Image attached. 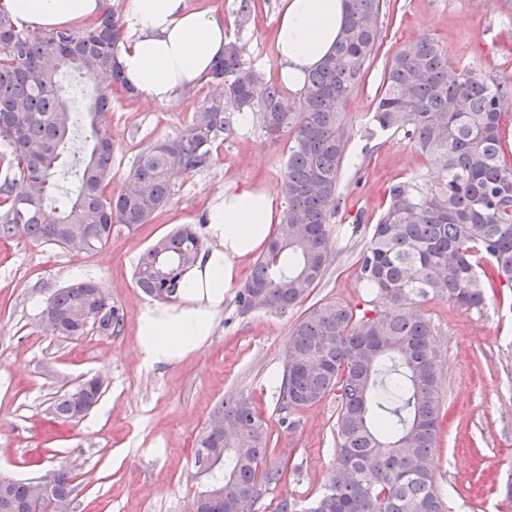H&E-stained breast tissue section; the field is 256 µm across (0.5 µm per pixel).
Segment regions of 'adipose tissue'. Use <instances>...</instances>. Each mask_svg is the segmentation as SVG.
Returning a JSON list of instances; mask_svg holds the SVG:
<instances>
[{
  "instance_id": "adipose-tissue-1",
  "label": "adipose tissue",
  "mask_w": 512,
  "mask_h": 512,
  "mask_svg": "<svg viewBox=\"0 0 512 512\" xmlns=\"http://www.w3.org/2000/svg\"><path fill=\"white\" fill-rule=\"evenodd\" d=\"M0 6L25 28L47 31L97 13L101 0H0ZM345 12L346 0H279L276 46L289 89L302 90L307 73L334 50ZM123 19L122 76L160 106L206 79L230 41L223 19L190 8L187 0H128ZM282 218L281 199L264 186L228 183L212 197L205 217L211 247L184 273L176 300L144 305L138 313L137 349L146 368L176 366L210 343L240 262L264 248Z\"/></svg>"
}]
</instances>
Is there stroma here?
<instances>
[{
  "label": "stroma",
  "instance_id": "1",
  "mask_svg": "<svg viewBox=\"0 0 512 512\" xmlns=\"http://www.w3.org/2000/svg\"><path fill=\"white\" fill-rule=\"evenodd\" d=\"M223 18L246 67L278 81L274 16L277 0H188ZM383 44L364 86L346 100L350 134L330 219V266L308 303H362L367 290L356 260L393 183H429L438 171L402 134L369 136L383 67L399 50L433 37L448 57V75L474 67L512 78V0H385ZM200 85L185 101L160 106L112 90L104 115L112 133V188H119L138 154L153 140L179 134L211 94ZM287 133L259 126L230 131L213 147L208 168L182 171L151 223L117 224L92 255L24 238L0 239V476L32 481L71 466L77 512H187L204 479L194 466L195 438L214 408L236 394L257 410L276 450L288 453L286 478L255 512L292 497L309 504L324 492L336 460L337 400L281 411L279 386L290 331L303 312L243 311L238 287L253 260L241 262L236 287L224 295L211 341L180 364L150 370L136 349V318L148 298L133 270L157 238L181 225H201L208 202L225 183L248 181L278 190ZM80 279L102 283L124 313L119 333L64 338L44 331L42 311L59 288ZM433 327L441 423L432 466L450 512H512V288L490 289L484 306L467 312L430 298L421 305ZM91 377L104 382L84 417L62 420L50 406Z\"/></svg>",
  "mask_w": 512,
  "mask_h": 512
}]
</instances>
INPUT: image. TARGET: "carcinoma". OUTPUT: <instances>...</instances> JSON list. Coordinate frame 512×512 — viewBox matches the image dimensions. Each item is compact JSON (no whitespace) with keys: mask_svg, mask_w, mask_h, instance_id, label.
<instances>
[{"mask_svg":"<svg viewBox=\"0 0 512 512\" xmlns=\"http://www.w3.org/2000/svg\"><path fill=\"white\" fill-rule=\"evenodd\" d=\"M381 0H347V22L332 51L306 78L301 98L289 102L279 85L246 68L241 48L227 44L208 77L218 91L174 137L147 146L125 184L110 194L114 141L102 122L112 88L125 86L117 47L122 16L103 7L91 24L32 32L0 7V238L16 236L91 254L106 245L112 226L147 224L171 196L176 169L208 167L212 146L233 129L234 113H254L262 129L291 127L279 189L288 211L238 293L246 310L286 313L300 304L329 266L328 224L349 142L343 105L365 83L383 40ZM448 60L425 36L386 63L373 115L376 131L401 133L439 171V180L400 182L357 259L369 299L352 306L336 300L308 307L288 341L281 409L338 399L336 464L325 491L307 507L281 498L272 512H448L437 474L426 465L436 451L441 405L432 327L420 305L439 298L462 311L485 303L484 260L501 284L512 287V159L501 120L512 109V81L473 68L450 82ZM105 78L84 110L72 108L64 75ZM85 149L65 159L72 136ZM74 185L62 191L63 184ZM204 242L185 225L156 239L139 257L135 283L146 296L171 301ZM43 314L60 321L58 335L110 334L123 313L104 286L77 280L48 299ZM99 378L81 382L53 403L64 420L83 418L97 404ZM238 425L229 438L205 427L195 453L222 458L196 493L188 512H232L239 500L260 501L287 473V462L261 468L275 449L251 403L227 397L213 411ZM22 502L26 484H0V498ZM69 499L71 471L56 470L52 496L39 512Z\"/></svg>","mask_w":512,"mask_h":512,"instance_id":"carcinoma-1","label":"carcinoma"}]
</instances>
